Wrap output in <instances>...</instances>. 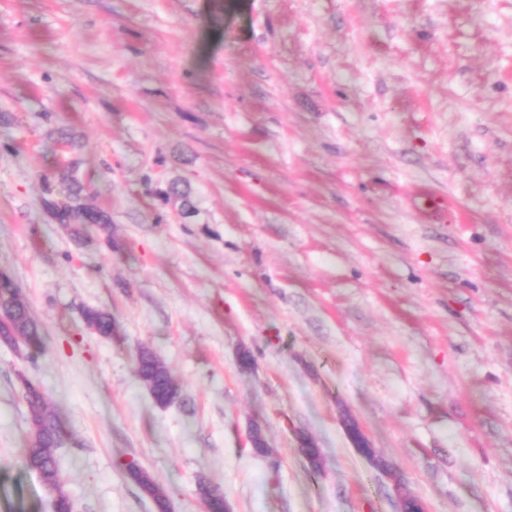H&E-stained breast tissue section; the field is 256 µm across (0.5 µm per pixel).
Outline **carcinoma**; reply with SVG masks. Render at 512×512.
Listing matches in <instances>:
<instances>
[{"label": "carcinoma", "instance_id": "carcinoma-1", "mask_svg": "<svg viewBox=\"0 0 512 512\" xmlns=\"http://www.w3.org/2000/svg\"><path fill=\"white\" fill-rule=\"evenodd\" d=\"M79 193L80 187L75 183L72 187L73 199L70 203H59L49 198L42 199V206L53 222L68 228L76 238L81 236V226L84 224L112 223L110 215L102 208L79 203ZM0 313L3 314V318L0 319L1 344L15 347L21 339L32 347L40 343V328L31 317L27 304L21 299L14 279L4 270H0ZM84 320L98 335L106 338L111 337L116 328L112 315L101 310H86ZM137 375L157 404L167 405L173 401L177 386L169 371L152 351L143 349L139 352ZM19 380L31 415L24 463L27 467L38 471L46 483L56 488L57 512H71L72 504L69 496L62 489L54 455L55 449L62 442L63 429L59 421L47 411L45 398L39 387L22 374L19 375ZM128 475L145 495L154 500L161 512L167 510L163 490L148 473L133 466L128 468Z\"/></svg>", "mask_w": 512, "mask_h": 512}]
</instances>
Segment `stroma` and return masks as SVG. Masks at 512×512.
I'll use <instances>...</instances> for the list:
<instances>
[{"label":"stroma","instance_id":"35a3bbf8","mask_svg":"<svg viewBox=\"0 0 512 512\" xmlns=\"http://www.w3.org/2000/svg\"><path fill=\"white\" fill-rule=\"evenodd\" d=\"M69 171L109 229L43 210ZM1 269L0 512H52L22 375L73 512H158L131 462L167 512H399L347 416L427 512H512V0H0ZM0 343L16 347L18 342L35 347L40 343L41 332L31 317L27 304L21 299L18 286L12 276L0 270ZM86 324L99 336L109 338L115 331L116 325L112 315L97 309H88L84 313ZM137 375L158 405L173 401L172 396L178 388L169 371L152 351L143 349L139 352ZM30 408L28 447L24 451V463L39 472L43 480L57 490L55 509L71 512L69 496L62 489L60 473L54 455L61 444L64 432L59 421L47 411L45 398L39 387L25 376H19ZM343 424L345 427V431L348 435V438L353 445L361 454L370 458L371 460H376V451L375 448H372V445L366 436L364 430L350 417H345L343 420ZM363 448H368V453H366ZM128 475L145 495L154 500L160 511L167 510V502L163 490L152 480L148 473L139 467L133 466L128 468Z\"/></svg>","mask_w":512,"mask_h":512}]
</instances>
